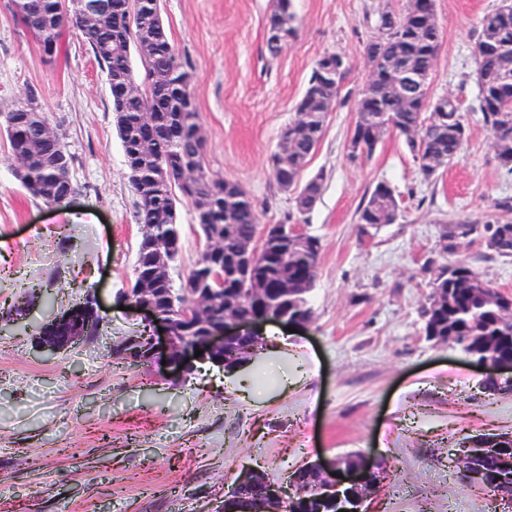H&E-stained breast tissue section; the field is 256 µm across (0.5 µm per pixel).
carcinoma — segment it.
I'll use <instances>...</instances> for the list:
<instances>
[{
	"mask_svg": "<svg viewBox=\"0 0 512 512\" xmlns=\"http://www.w3.org/2000/svg\"><path fill=\"white\" fill-rule=\"evenodd\" d=\"M51 6L52 0H25L17 18L38 44L54 43L58 56L65 49L66 31H78L107 77L117 83L135 78L131 50L137 47L141 30L152 29L160 41V48L144 58L145 73L140 82L143 91L160 103L154 121H140L139 97L111 100L112 110L125 113V125L118 135L132 168L128 181L137 199V221L149 226L151 233L176 243L174 253L168 256L171 263L181 249L177 213L181 199L192 204L195 224L205 243L224 240V254L209 259L207 253H202L179 287H174L170 278L156 284L161 306L177 308L185 296L207 288L209 303L203 309V317L208 324L235 317L254 318L271 307L311 318L310 293L318 276L321 240L311 234H293L290 222L305 220L322 194L323 174L305 181L302 175L322 137L326 117L335 109L344 69L327 77L311 71L297 104L303 120H291L280 131L279 138L288 140L290 145L288 156L271 154L269 166L278 168V187L288 186L296 191L295 211L285 215L281 222L283 231L267 239L262 257L246 267L242 257L246 245L259 233L260 219L253 201L238 182L214 178L208 173L204 139L199 135V112L188 103L183 90L182 79L188 64L168 37L159 0H130L126 9L103 15L93 26L73 15L49 24ZM414 8L423 12L418 38H411L406 29L405 13L391 10L379 16L378 34L365 46L368 54L380 46L384 51L381 57L373 59L377 70L372 74L368 92L357 100L355 133L347 157L351 161L369 158L386 136L395 133L403 138L423 180L431 182L460 158L469 131L456 99L432 94L427 87L409 93L396 87L387 74L389 62H409L425 78H431L441 43V36L435 34V0H408L407 9ZM285 16L295 21L292 0H276L270 20L279 23ZM473 53L480 112L495 138L494 159L500 168L512 173V0H501L498 7L482 16ZM39 135L38 123L18 129L10 125L8 114L0 122V138L7 141L10 151L39 142L38 149L30 154L22 186L43 201L45 187L57 179L55 162L67 151L60 137L41 141ZM187 167L195 173L188 183L183 181ZM160 171L165 173L169 190L159 195L145 192L150 177ZM400 216L394 190L379 182L359 207L357 224L363 230L367 226L393 224ZM498 223V219H487L481 225L468 221L444 224L440 231L441 249L452 253L460 240L480 230L488 232ZM208 261L224 265V287L211 289ZM424 273L429 275L430 288L425 302L432 306L429 312L420 307L424 335L447 336L467 356L490 350L512 354V320L501 313L499 302L481 288L483 279L478 274L463 263L428 264ZM473 462L484 473L476 487L490 499L512 491L506 488L512 485V447L477 460L464 454L456 458L460 470ZM281 512L336 510L328 502L297 494L283 505Z\"/></svg>",
	"mask_w": 512,
	"mask_h": 512,
	"instance_id": "1",
	"label": "carcinoma"
}]
</instances>
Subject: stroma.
<instances>
[{
	"label": "stroma",
	"mask_w": 512,
	"mask_h": 512,
	"mask_svg": "<svg viewBox=\"0 0 512 512\" xmlns=\"http://www.w3.org/2000/svg\"><path fill=\"white\" fill-rule=\"evenodd\" d=\"M406 2L293 0L297 34L273 58L265 39L275 0H160L171 41L191 63L206 167L239 182L262 223L293 209L268 159L315 61L334 53L347 64L304 172L325 178L302 226L322 243L312 319L293 333L272 324L234 377L208 365L182 382L114 353L146 322L113 305L133 276L142 227L106 73L73 32L68 56L47 59L0 0V113L36 92L82 187L62 206L33 198L0 142V512H215L243 468L283 482L306 461L347 453L381 467L380 512H491L449 459L469 437L512 433V390L485 389L486 371L428 342L419 310L430 262H466L512 295V258L478 236L452 254L439 239L444 224L512 221L493 209L512 197V174L494 159L473 58L479 20L498 0H436L442 40L430 91L459 100L470 135L461 160L433 183L395 135L371 157H347L368 75L364 47L380 14ZM380 181L403 217L364 234L356 212ZM177 210L176 283L205 247L191 203ZM28 282L53 305L27 302ZM91 290L99 334L58 355L36 348L35 330Z\"/></svg>",
	"instance_id": "35a3bbf8"
}]
</instances>
